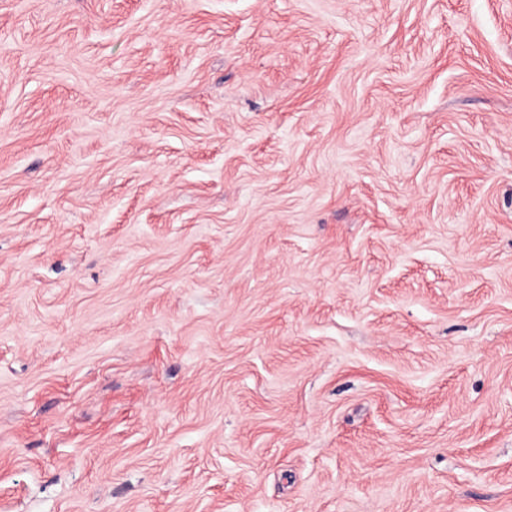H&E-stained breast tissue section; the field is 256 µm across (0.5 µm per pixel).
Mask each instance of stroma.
Masks as SVG:
<instances>
[{
    "instance_id": "35a3bbf8",
    "label": "stroma",
    "mask_w": 512,
    "mask_h": 512,
    "mask_svg": "<svg viewBox=\"0 0 512 512\" xmlns=\"http://www.w3.org/2000/svg\"><path fill=\"white\" fill-rule=\"evenodd\" d=\"M0 512H512V0H0Z\"/></svg>"
}]
</instances>
